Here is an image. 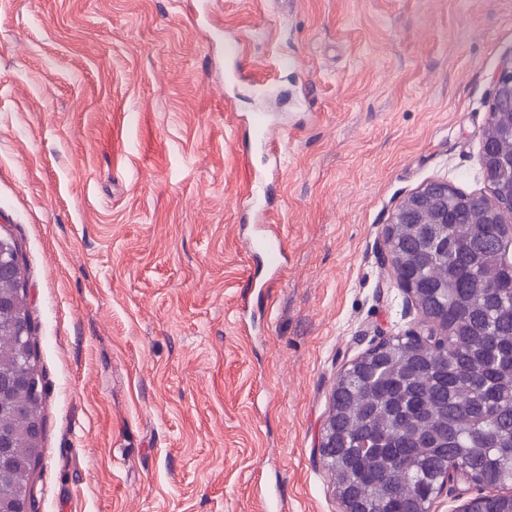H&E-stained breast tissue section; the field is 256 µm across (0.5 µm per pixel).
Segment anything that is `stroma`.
Wrapping results in <instances>:
<instances>
[{"label":"stroma","instance_id":"stroma-1","mask_svg":"<svg viewBox=\"0 0 512 512\" xmlns=\"http://www.w3.org/2000/svg\"><path fill=\"white\" fill-rule=\"evenodd\" d=\"M511 54L512 0H0L40 512H259L262 486L279 512H343L315 453L336 377L417 318L385 228L430 180L486 192ZM260 224L286 245L265 288L241 243ZM251 126L254 135L260 139L261 145L274 155L276 160L281 156V146L279 139L270 133V123L268 118L262 113H255L251 119Z\"/></svg>","mask_w":512,"mask_h":512}]
</instances>
